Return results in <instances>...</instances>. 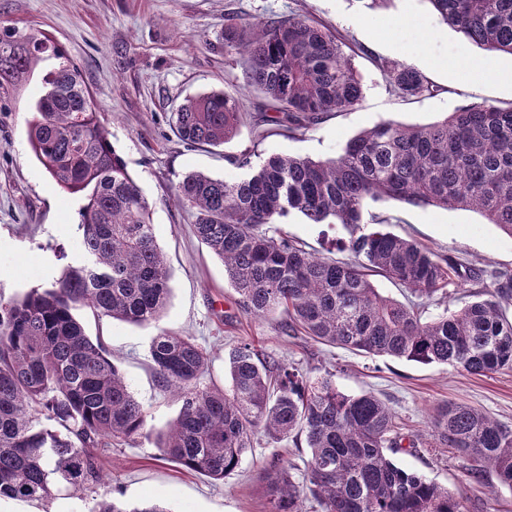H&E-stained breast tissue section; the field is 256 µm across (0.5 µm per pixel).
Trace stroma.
<instances>
[{
	"mask_svg": "<svg viewBox=\"0 0 512 512\" xmlns=\"http://www.w3.org/2000/svg\"><path fill=\"white\" fill-rule=\"evenodd\" d=\"M256 25L301 15L326 25L347 44L362 77L363 98L353 109L325 114L318 124L288 136L258 138L252 125L219 147L189 146L169 120L184 99L211 91L237 95L243 111L257 113L264 98L245 85L240 66L224 55L226 15ZM48 33L76 63L118 154L151 205L156 240L170 271L172 288L160 319L133 325L100 318L84 306L75 311L91 338L101 339L148 411L153 434L174 420L179 402L160 390L149 350L154 336L169 331L189 336L210 354L206 380L229 385L228 352L247 342L265 357L297 367L307 378L331 374L337 388L383 399L406 431L430 434L437 411L450 402L468 404L512 427V370L478 376L446 365H423L330 347L285 330L277 313L254 318L238 310L224 264L191 231L192 217L175 196L183 175L202 171L227 180L246 177L239 157L255 150L327 160L374 125L393 120L423 126L459 108L512 103V85L488 78L511 71L512 56L490 53L450 28L428 0H388L369 8L363 0H0V29ZM480 60L484 72L470 68ZM414 68L435 90L417 97L392 91L380 63ZM55 59L40 62L10 104L0 112V298L11 299L54 282L64 267L79 262L78 196L52 180L35 158L28 122L44 93L43 76ZM390 217L388 232L408 237L471 268L512 271V237L464 209L415 206L396 200L369 204ZM289 237L318 254L333 249L345 231L334 224H309L293 215ZM152 437L141 436L103 454V479L94 492L63 487L52 500H0V512H90L95 501L134 505L152 499L171 512H266L260 480L273 455L295 463L308 457L305 443L273 442L257 435L239 467L216 482L180 465L158 461ZM395 461L461 495L468 512H512V489L495 477H471L469 461L449 448L397 453Z\"/></svg>",
	"mask_w": 512,
	"mask_h": 512,
	"instance_id": "1",
	"label": "stroma"
}]
</instances>
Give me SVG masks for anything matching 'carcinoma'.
<instances>
[{"label":"carcinoma","instance_id":"obj_1","mask_svg":"<svg viewBox=\"0 0 512 512\" xmlns=\"http://www.w3.org/2000/svg\"><path fill=\"white\" fill-rule=\"evenodd\" d=\"M448 26L492 53L512 55V0H428ZM224 53L247 85L269 102L264 121L293 134L330 112L360 104L363 84L325 27L288 16L260 32L224 19ZM57 60L28 122L36 159L56 184L84 200L81 247L87 262L66 267L48 288L0 299V499L52 498L55 487L93 489L99 451L146 434L147 409L123 373L73 314L76 306L135 325L158 321L170 273L150 221L151 205L117 154L80 69L49 36L14 27L0 32V104L18 93L44 57ZM386 82L406 96L434 92L418 71L382 63ZM244 123L224 91L188 97L171 113L177 136L217 147ZM239 180L200 171L183 176L179 201L195 236L224 262L241 311L265 318L283 310L288 329L316 343L474 375L512 370V274L462 269L418 242L378 229L386 218L369 202L473 209L512 236V104L476 103L426 126L388 120L348 141L336 159L272 154ZM296 214L308 224H339L355 260L316 255L276 224ZM375 273L410 294L447 296L450 285L488 277L492 288L461 308L423 316L420 304L382 295ZM150 357L159 385L181 402L160 434L159 459L222 481L253 438L305 437L309 458L272 460L262 471L268 512H467L463 498L398 466L401 449L452 448L471 475L494 474L512 489V429L463 403L442 407L432 434L403 432L372 393L348 395L331 376L307 379L262 358L250 343L231 350L230 386L203 382L209 353L190 336L162 331ZM91 512H170L158 502L128 507L101 500Z\"/></svg>","mask_w":512,"mask_h":512}]
</instances>
